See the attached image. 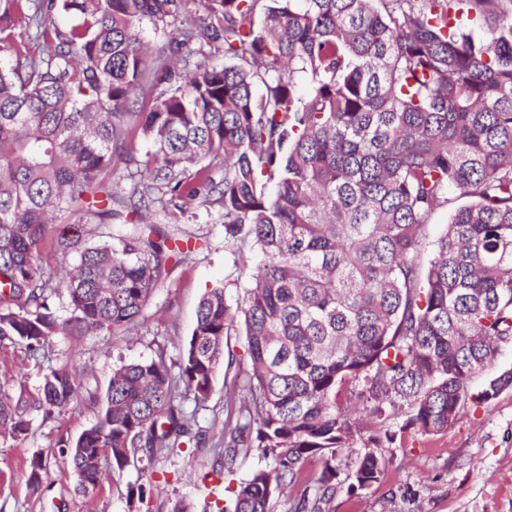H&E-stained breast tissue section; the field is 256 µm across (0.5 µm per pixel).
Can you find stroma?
Segmentation results:
<instances>
[{"instance_id":"35a3bbf8","label":"stroma","mask_w":512,"mask_h":512,"mask_svg":"<svg viewBox=\"0 0 512 512\" xmlns=\"http://www.w3.org/2000/svg\"><path fill=\"white\" fill-rule=\"evenodd\" d=\"M178 252L169 274L155 288L137 331L125 335L61 331L51 336L42 359L24 346H0V378L21 381L36 392L48 368L67 361L85 369V389L105 394L118 365L148 360L164 352L178 364L196 321L204 293L223 284L224 299L236 306L257 262L255 252L224 243V227L206 220L205 208L188 210L180 223L158 220ZM244 336L230 337L206 400L182 392L179 401L195 412L200 443L195 447L156 449L151 466L131 457L123 469L105 467L92 498L75 491L77 477L60 439H77L97 420L99 409L87 401L71 403L46 418L32 415L20 438H0V512H222L233 490L264 467L259 451L238 456L230 470L220 468L219 453L227 405L242 396L234 377L246 366ZM389 464L373 487L356 493L339 490L330 512H512V389L495 400L465 406L446 432L397 437L386 452ZM40 458L39 489L28 485L30 462ZM151 486L144 498L131 497L139 485Z\"/></svg>"}]
</instances>
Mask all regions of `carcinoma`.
Masks as SVG:
<instances>
[{"label":"carcinoma","instance_id":"carcinoma-1","mask_svg":"<svg viewBox=\"0 0 512 512\" xmlns=\"http://www.w3.org/2000/svg\"><path fill=\"white\" fill-rule=\"evenodd\" d=\"M189 2L0 0V345L35 358L60 330L138 328L174 254L153 216L217 206L224 240L259 256L224 458L255 448L269 464L233 512H271L287 490L292 512H329L351 456L347 490L369 488L397 433L438 435L512 389V367L471 387L512 349V0ZM22 18L37 56L16 40ZM146 23L166 41L149 46ZM217 155L218 181L204 166ZM117 216L139 231L82 240L83 220ZM46 244L57 264L75 256L61 283ZM59 287L68 319L51 307ZM235 318L221 286L199 302L180 364L198 400ZM9 387L0 436L15 439L81 384L66 361L34 395ZM176 399L164 351L114 368L104 398L88 393L97 422L58 442L77 492L138 451L149 463L198 442Z\"/></svg>","mask_w":512,"mask_h":512}]
</instances>
